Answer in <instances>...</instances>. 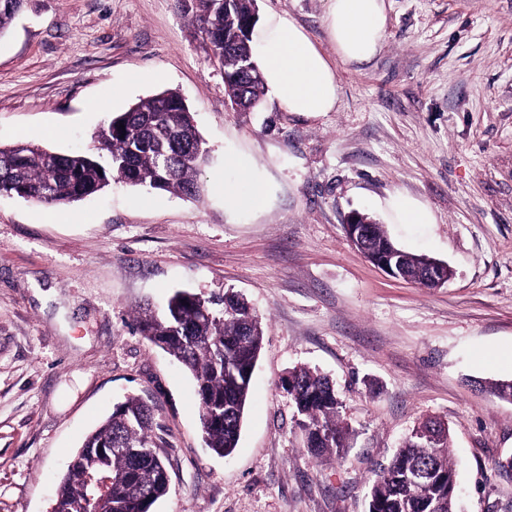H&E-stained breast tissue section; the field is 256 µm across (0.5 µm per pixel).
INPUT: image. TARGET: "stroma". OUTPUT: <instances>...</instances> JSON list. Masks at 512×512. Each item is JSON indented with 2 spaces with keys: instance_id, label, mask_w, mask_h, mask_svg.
I'll return each instance as SVG.
<instances>
[{
  "instance_id": "obj_1",
  "label": "stroma",
  "mask_w": 512,
  "mask_h": 512,
  "mask_svg": "<svg viewBox=\"0 0 512 512\" xmlns=\"http://www.w3.org/2000/svg\"><path fill=\"white\" fill-rule=\"evenodd\" d=\"M379 53L338 65V104L232 108L195 0H29L0 38V146L84 151L113 114L179 91L211 150L200 197L111 183L48 209L0 196V512H51L85 436L130 393L164 428L154 512H368L374 471L422 419L452 431L462 512H512V0H386ZM328 0L287 12L328 58ZM244 159L265 204L224 202ZM425 208L409 224L398 200ZM372 215L401 249L447 262L427 289L347 239ZM230 288L262 315L264 348L229 457L199 433L195 384L133 326L172 291ZM329 375L352 428L341 460L307 454L280 387Z\"/></svg>"
}]
</instances>
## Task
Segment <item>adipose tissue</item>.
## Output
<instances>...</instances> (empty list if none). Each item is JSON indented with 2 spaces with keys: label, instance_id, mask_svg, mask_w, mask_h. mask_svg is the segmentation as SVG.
<instances>
[{
  "label": "adipose tissue",
  "instance_id": "ef3b65f1",
  "mask_svg": "<svg viewBox=\"0 0 512 512\" xmlns=\"http://www.w3.org/2000/svg\"><path fill=\"white\" fill-rule=\"evenodd\" d=\"M387 21L385 0H329L326 35L336 48L335 59H328L284 12L260 20L250 45L265 87L280 105L291 112H330L338 100L337 65L371 60L382 45ZM224 198L237 207L256 208L264 204L267 190L242 162L236 181L225 183Z\"/></svg>",
  "mask_w": 512,
  "mask_h": 512
}]
</instances>
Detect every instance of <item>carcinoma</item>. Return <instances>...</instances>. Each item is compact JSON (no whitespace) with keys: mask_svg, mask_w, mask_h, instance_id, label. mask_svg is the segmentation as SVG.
<instances>
[{"mask_svg":"<svg viewBox=\"0 0 512 512\" xmlns=\"http://www.w3.org/2000/svg\"><path fill=\"white\" fill-rule=\"evenodd\" d=\"M25 0H0V37ZM196 22L214 61L223 69L230 103L249 112L264 94L262 80L246 83L244 62L257 66L250 34L258 17L255 0H197ZM125 129H119L120 125ZM209 150L184 99L167 90L118 113L94 136L86 152L59 153L35 143L0 147V195L42 206H61L98 194L118 180L151 192L197 197V176ZM346 224L349 240L373 263L390 264L399 277L425 288L427 256L402 250L368 214ZM137 329L173 357L194 379L199 427L206 447L219 456L237 448L253 372L264 344L263 317L231 289L203 297L176 290L158 309L142 310ZM288 400L304 448L313 458H340L353 430L341 418L335 385L309 367L288 371ZM491 396L512 403V381L488 386ZM426 419L380 466L369 491L368 512H456L457 471L451 434H435ZM150 407L126 396L84 439L58 486L54 512H153L169 491L161 448L165 444Z\"/></svg>","mask_w":512,"mask_h":512,"instance_id":"cac0c4a2","label":"carcinoma"}]
</instances>
